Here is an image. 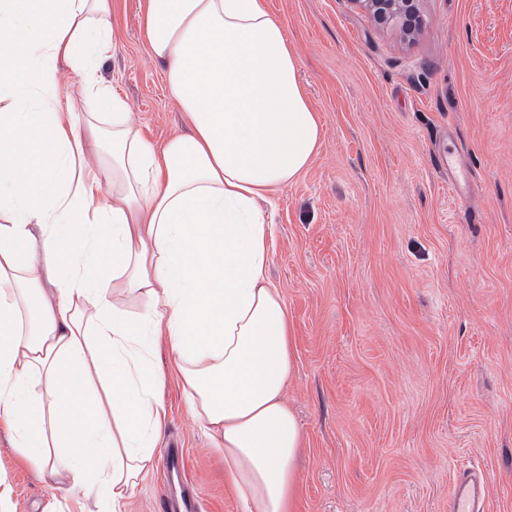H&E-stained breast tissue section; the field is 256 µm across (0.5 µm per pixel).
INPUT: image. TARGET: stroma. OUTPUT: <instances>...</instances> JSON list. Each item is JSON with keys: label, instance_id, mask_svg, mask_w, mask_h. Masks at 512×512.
Masks as SVG:
<instances>
[{"label": "stroma", "instance_id": "stroma-1", "mask_svg": "<svg viewBox=\"0 0 512 512\" xmlns=\"http://www.w3.org/2000/svg\"><path fill=\"white\" fill-rule=\"evenodd\" d=\"M264 2L322 127L265 209L295 348L296 512H448L463 466L490 481L488 512H512V0H421L412 42L352 0ZM140 14L141 0H112L102 76L159 145L188 126ZM452 147L469 174L457 197ZM154 363L155 469L117 512H155L174 445L204 512H242L166 343ZM0 485L13 512L94 507L43 481L1 424Z\"/></svg>", "mask_w": 512, "mask_h": 512}]
</instances>
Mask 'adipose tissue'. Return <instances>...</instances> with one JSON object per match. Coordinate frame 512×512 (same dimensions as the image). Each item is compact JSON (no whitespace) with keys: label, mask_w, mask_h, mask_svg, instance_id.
<instances>
[{"label":"adipose tissue","mask_w":512,"mask_h":512,"mask_svg":"<svg viewBox=\"0 0 512 512\" xmlns=\"http://www.w3.org/2000/svg\"><path fill=\"white\" fill-rule=\"evenodd\" d=\"M141 27L190 127L159 146L101 77L112 0H0V421L45 481L114 512L154 468L162 338L243 512H293L262 205L309 167L319 118L263 0H143Z\"/></svg>","instance_id":"adipose-tissue-1"}]
</instances>
